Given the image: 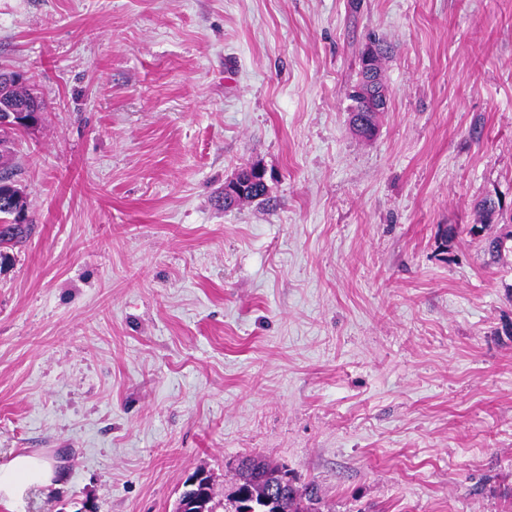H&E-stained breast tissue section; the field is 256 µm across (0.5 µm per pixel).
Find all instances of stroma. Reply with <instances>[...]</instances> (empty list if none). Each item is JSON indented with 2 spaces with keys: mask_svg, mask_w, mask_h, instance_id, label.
I'll return each mask as SVG.
<instances>
[{
  "mask_svg": "<svg viewBox=\"0 0 512 512\" xmlns=\"http://www.w3.org/2000/svg\"><path fill=\"white\" fill-rule=\"evenodd\" d=\"M389 107L346 94L369 35ZM0 512H174L260 454L335 512H512V0H0ZM264 202L224 206L252 165ZM7 79L2 80L1 85L6 84ZM5 96L23 104L31 105L37 108L40 112L43 110V100H41L37 95H34L33 92L25 85V82L22 81H14L6 84L5 86ZM8 179L12 178V182L8 183L5 181V177ZM14 173L9 168H3V171L0 172V181H2L0 185V241L2 242H11L14 239H19L23 236L26 231L27 224H30L28 220V205L26 201V197L22 192V196L19 198L21 201L13 202L12 199L18 192L13 189L15 183ZM3 197V199H2ZM20 212H24L26 216V223H21L18 219V215ZM263 188L267 189L265 171L261 167L255 166L253 174H249L248 179L235 177L224 185V200L244 198L249 190ZM482 213L485 217V222L480 224L481 229L484 232L482 237H485V252H487L490 256H498L501 252L502 248H504L505 241L508 238H512V233L506 237L501 236H492L488 231L489 224H491V219L494 213L496 212V205L492 200H484L481 204ZM61 469L39 451L20 453L0 464V502L23 503L35 493L58 487Z\"/></svg>",
  "mask_w": 512,
  "mask_h": 512,
  "instance_id": "stroma-1",
  "label": "stroma"
}]
</instances>
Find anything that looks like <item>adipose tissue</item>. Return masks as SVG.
I'll use <instances>...</instances> for the list:
<instances>
[{"instance_id": "ef3b65f1", "label": "adipose tissue", "mask_w": 512, "mask_h": 512, "mask_svg": "<svg viewBox=\"0 0 512 512\" xmlns=\"http://www.w3.org/2000/svg\"><path fill=\"white\" fill-rule=\"evenodd\" d=\"M61 469L39 451L20 453L0 464V502L22 503L40 490L58 487Z\"/></svg>"}]
</instances>
